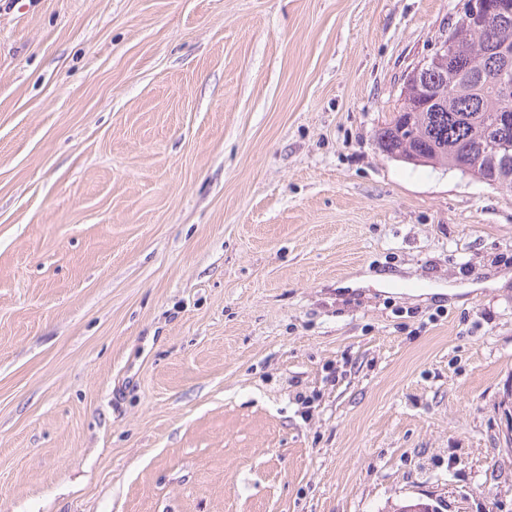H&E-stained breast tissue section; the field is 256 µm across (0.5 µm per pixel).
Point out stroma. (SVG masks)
<instances>
[{
    "mask_svg": "<svg viewBox=\"0 0 512 512\" xmlns=\"http://www.w3.org/2000/svg\"><path fill=\"white\" fill-rule=\"evenodd\" d=\"M463 4L0 0V512H512V192L376 141Z\"/></svg>",
    "mask_w": 512,
    "mask_h": 512,
    "instance_id": "obj_1",
    "label": "stroma"
}]
</instances>
